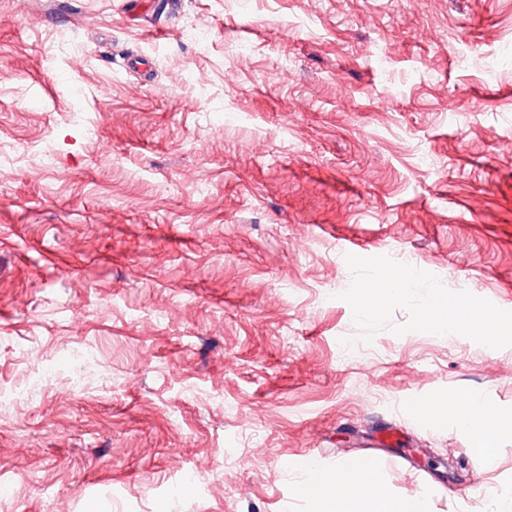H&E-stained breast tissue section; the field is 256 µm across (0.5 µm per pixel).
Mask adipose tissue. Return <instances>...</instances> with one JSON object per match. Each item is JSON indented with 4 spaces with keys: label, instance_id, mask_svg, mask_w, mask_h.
Masks as SVG:
<instances>
[{
    "label": "adipose tissue",
    "instance_id": "obj_1",
    "mask_svg": "<svg viewBox=\"0 0 512 512\" xmlns=\"http://www.w3.org/2000/svg\"><path fill=\"white\" fill-rule=\"evenodd\" d=\"M303 491L314 501L315 512H347V504L358 497L369 498L374 512H426L424 493L389 496L372 477L368 466L350 461L339 463L331 470L310 467Z\"/></svg>",
    "mask_w": 512,
    "mask_h": 512
}]
</instances>
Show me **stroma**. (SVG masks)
<instances>
[{
	"label": "stroma",
	"instance_id": "1",
	"mask_svg": "<svg viewBox=\"0 0 512 512\" xmlns=\"http://www.w3.org/2000/svg\"><path fill=\"white\" fill-rule=\"evenodd\" d=\"M139 2L0 0V512H312L344 460L498 512L512 434L417 405L512 416V0ZM484 409V404L477 395L471 394L454 397L453 417L456 423L478 442H483L490 436L501 432L500 430L489 428L481 421L475 419L474 415Z\"/></svg>",
	"mask_w": 512,
	"mask_h": 512
}]
</instances>
